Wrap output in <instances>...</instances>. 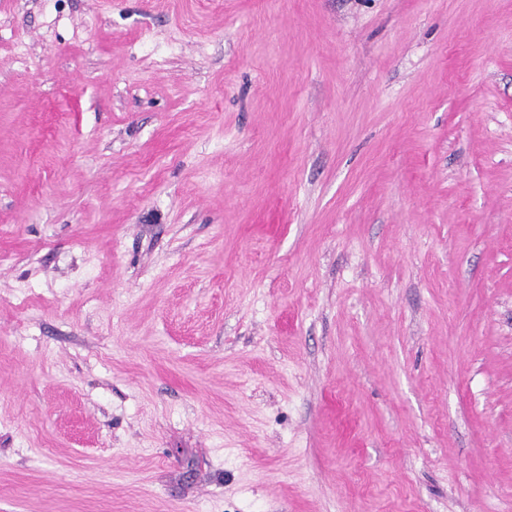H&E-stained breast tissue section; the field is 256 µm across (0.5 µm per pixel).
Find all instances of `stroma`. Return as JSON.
<instances>
[{
    "instance_id": "1",
    "label": "stroma",
    "mask_w": 512,
    "mask_h": 512,
    "mask_svg": "<svg viewBox=\"0 0 512 512\" xmlns=\"http://www.w3.org/2000/svg\"><path fill=\"white\" fill-rule=\"evenodd\" d=\"M0 512H512V0H0Z\"/></svg>"
}]
</instances>
